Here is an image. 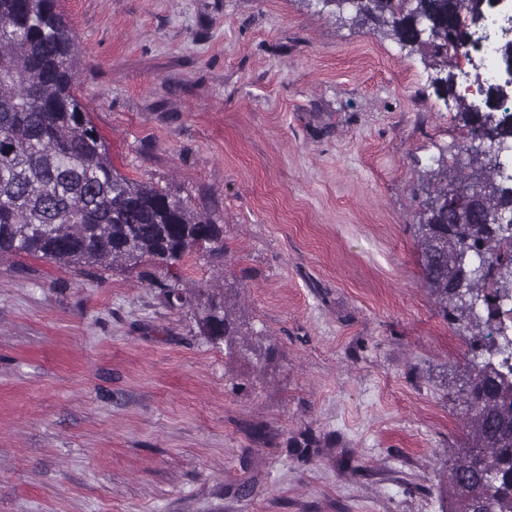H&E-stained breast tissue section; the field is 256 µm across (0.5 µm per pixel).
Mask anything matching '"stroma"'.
Returning a JSON list of instances; mask_svg holds the SVG:
<instances>
[{
	"instance_id": "obj_1",
	"label": "stroma",
	"mask_w": 512,
	"mask_h": 512,
	"mask_svg": "<svg viewBox=\"0 0 512 512\" xmlns=\"http://www.w3.org/2000/svg\"><path fill=\"white\" fill-rule=\"evenodd\" d=\"M57 5L114 168L224 256L0 257V512H446L473 353L414 226L467 129L428 52L324 0ZM213 291L261 354L201 335Z\"/></svg>"
}]
</instances>
